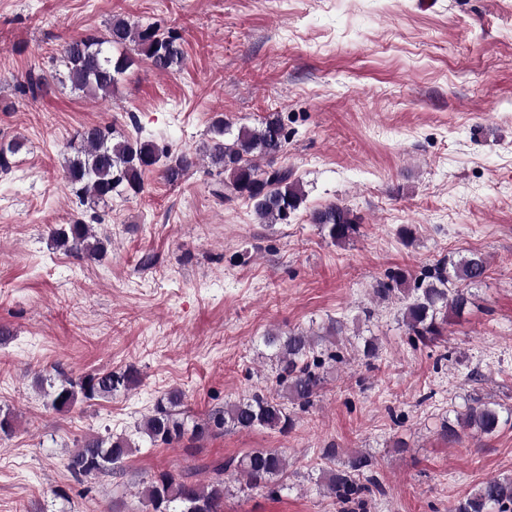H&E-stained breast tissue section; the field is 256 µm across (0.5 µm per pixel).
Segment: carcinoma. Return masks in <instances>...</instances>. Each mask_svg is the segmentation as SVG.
Returning a JSON list of instances; mask_svg holds the SVG:
<instances>
[{
    "mask_svg": "<svg viewBox=\"0 0 512 512\" xmlns=\"http://www.w3.org/2000/svg\"><path fill=\"white\" fill-rule=\"evenodd\" d=\"M148 61L157 71L174 74L184 64V52L178 37L165 34L151 23H132L115 18L105 33H88L65 42L58 51L56 66L64 68V80L71 89L91 98H107L120 77L134 65V56ZM53 73L31 70L20 84V93L33 98L47 92ZM204 156L182 152L176 156L153 142L132 140L114 134L110 126L86 128L71 139L64 180L78 203L97 216L99 206L107 205L112 195H138L144 188V175L159 170L170 184H176L207 158L216 169L218 180L213 194L219 198H244L252 204L264 224H286L299 208L304 194L290 168L275 166L284 152L288 133L281 120L271 114L256 128L241 127L232 132L230 124L217 119ZM24 143L11 140L0 143V171L8 172ZM323 235L342 243L357 232V217L350 209L330 203L311 214ZM53 245L79 258H98L107 251L109 237L96 231L93 224L79 219L50 230ZM487 257L470 251L458 257L437 261L425 269L413 287L400 271L388 275V281L373 289L382 300L403 291L401 322L410 342L431 347L443 336L448 312L464 311L472 300L471 286L485 277ZM275 366V387L255 390L207 418L188 425L181 416L183 393L177 388L166 392L146 414L138 428L150 445H171L185 434L200 440L214 430L252 431L264 428L286 434L294 426V408L313 404L324 384L325 359L335 354L317 350L319 339L296 329L286 333L271 330L261 338ZM134 368L87 374L77 380L63 378L49 382L44 391L46 406L55 411L73 407L78 399L109 398L139 383ZM501 414V404L477 399L455 414L454 423L445 422L442 431L448 439L458 440L469 433L491 435L509 421ZM136 443L128 438L85 437L68 457L67 469L76 478L117 476L123 473L124 460ZM234 471L243 482L239 491L267 490L278 496L288 489V460L277 449H256L233 458L214 469L212 478L193 481L184 474L161 471L140 482L138 491L145 512H224L225 475ZM317 485L336 500L339 512H360L367 497L379 489L375 461L363 451L346 454L337 468L322 471ZM453 512H512V476L481 483L472 493L457 501Z\"/></svg>",
    "mask_w": 512,
    "mask_h": 512,
    "instance_id": "cac0c4a2",
    "label": "carcinoma"
}]
</instances>
